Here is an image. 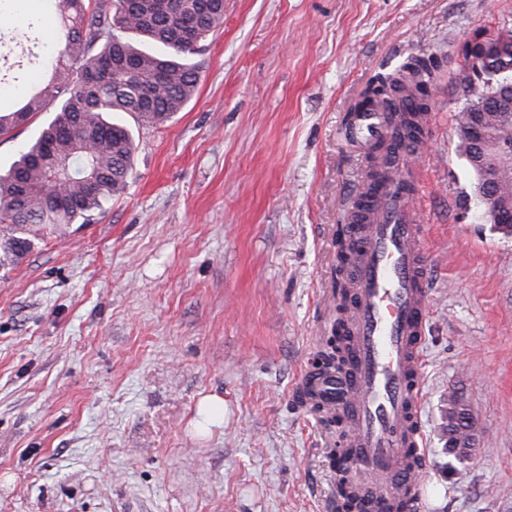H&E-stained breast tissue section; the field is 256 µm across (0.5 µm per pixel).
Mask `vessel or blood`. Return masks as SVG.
<instances>
[{
    "mask_svg": "<svg viewBox=\"0 0 512 512\" xmlns=\"http://www.w3.org/2000/svg\"><path fill=\"white\" fill-rule=\"evenodd\" d=\"M350 137L376 157L401 155L398 173L374 190L364 223L349 225L348 375L305 372L300 390L346 419L351 453L337 467L365 498L363 512H417L425 475L420 448V358L429 314L430 281L419 217L421 142L400 140L393 113H358Z\"/></svg>",
    "mask_w": 512,
    "mask_h": 512,
    "instance_id": "1",
    "label": "vessel or blood"
}]
</instances>
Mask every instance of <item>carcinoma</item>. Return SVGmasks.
<instances>
[{"label":"carcinoma","instance_id":"cac0c4a2","mask_svg":"<svg viewBox=\"0 0 512 512\" xmlns=\"http://www.w3.org/2000/svg\"><path fill=\"white\" fill-rule=\"evenodd\" d=\"M56 0L64 34L48 85L18 112H0V137L34 113L55 112L13 161L0 167V268L12 266L35 241L101 215L128 186L134 141L112 114L125 112L148 125L173 119L194 98L200 63L194 56L224 23V0ZM435 57L411 55L393 72L375 74L364 92L374 94L351 108L382 105L408 114L431 110L427 87L438 79ZM465 102L457 114L456 151L472 176L471 192L482 208L493 203L512 210V180L491 186L489 169L508 167L497 144L512 138V118L497 116L481 134L472 131L471 112L499 111L512 98V43L487 56L480 69L457 75ZM344 321L323 353L324 363L347 362L341 336ZM448 447L471 425L467 408L448 397Z\"/></svg>","mask_w":512,"mask_h":512}]
</instances>
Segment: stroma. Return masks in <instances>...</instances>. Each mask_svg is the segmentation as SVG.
I'll return each mask as SVG.
<instances>
[{
  "mask_svg": "<svg viewBox=\"0 0 512 512\" xmlns=\"http://www.w3.org/2000/svg\"><path fill=\"white\" fill-rule=\"evenodd\" d=\"M512 0H224L198 92L134 128L125 193L0 269V512H337L331 439L299 397L336 321V227L365 181L349 109L381 68L444 53L421 165L431 313L420 512H512V236L456 146L463 44ZM54 15L0 27L21 108ZM470 459L448 449L449 395ZM224 401L197 427L199 402Z\"/></svg>",
  "mask_w": 512,
  "mask_h": 512,
  "instance_id": "obj_1",
  "label": "stroma"
}]
</instances>
